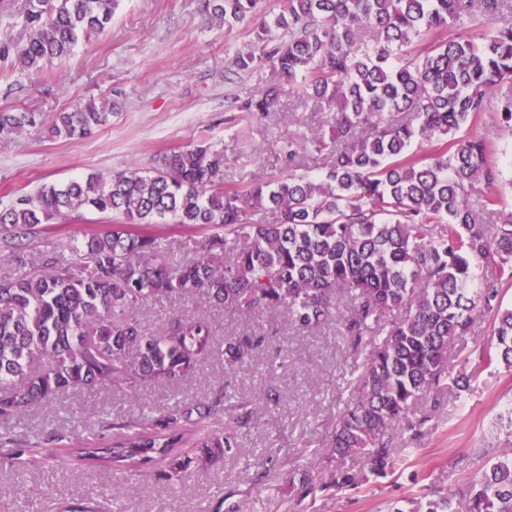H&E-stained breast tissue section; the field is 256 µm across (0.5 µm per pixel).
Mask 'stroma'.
<instances>
[{"instance_id":"1","label":"stroma","mask_w":512,"mask_h":512,"mask_svg":"<svg viewBox=\"0 0 512 512\" xmlns=\"http://www.w3.org/2000/svg\"><path fill=\"white\" fill-rule=\"evenodd\" d=\"M281 7V0H263L260 12L228 32L212 24L203 0H119L107 28L80 42L64 61L31 74L0 63V112L49 118L92 98L116 95L122 103L110 125L83 139L51 140L36 131L12 135L0 147V199L90 173L146 169L157 155L201 141L223 148L225 188L243 189L279 174L281 142L291 135L331 136L333 114L286 96L262 116L228 111L229 101L259 95L267 76L232 74L225 46L251 44L265 17ZM18 82L26 87L20 95L11 90ZM466 132L488 141L491 161L503 172L493 191L512 207V134L492 109ZM110 226L91 213L44 224L29 237L27 249L37 256L59 252L70 240ZM148 232L178 260L195 257L213 235L209 228L179 224H155ZM197 311L212 325L215 354L180 385L153 384L134 398L107 387L68 393L31 408L10 427L32 441L57 430L75 445L98 442L110 436L115 420L157 417L221 391L255 404L254 422L237 447L207 470L189 468L177 485L160 477L157 464L121 473L78 461L60 471L48 462L21 477L6 468L0 470V512H21L29 503L34 512H61L81 499L93 500L100 512H387L391 502L422 488L449 489L481 475L486 460L477 449L493 454L512 445V371L485 363L495 342L490 317L478 314L448 350L451 386L420 396L394 431V473L374 476L365 456H350L341 464L360 472L359 488L298 499L296 483L311 472L330 481L339 464L320 450L352 396L366 349L337 321L300 332L279 311L245 316L205 307L195 298L149 300L139 317L144 331L157 336L174 314ZM245 331L266 334L267 343L251 362L227 371L224 340ZM462 376L467 385L454 386ZM270 391L279 394L278 405L264 403ZM420 419L425 425L414 431Z\"/></svg>"}]
</instances>
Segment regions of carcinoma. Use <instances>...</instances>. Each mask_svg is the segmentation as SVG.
Wrapping results in <instances>:
<instances>
[{"label":"carcinoma","instance_id":"obj_1","mask_svg":"<svg viewBox=\"0 0 512 512\" xmlns=\"http://www.w3.org/2000/svg\"><path fill=\"white\" fill-rule=\"evenodd\" d=\"M281 12L261 25L255 41L238 48L231 65L265 72L272 83L239 110L270 111L287 95L324 103L335 112L336 143L290 137L281 146L288 173L244 190H221L224 151L214 144L165 152L148 169L106 178L78 177L43 184L0 202V243L17 275L0 281V420L51 403L70 391L111 386L135 397L156 381L176 384L214 355L212 326L198 314L169 319L159 336L146 334L137 310L152 298L199 297L248 315L284 311L301 329L336 317L343 296L346 335L370 342L352 398L339 411L325 448L344 459L366 454L370 471L385 476L396 460L391 432L419 395L448 380V348L476 312L495 318L494 360L512 370V308L497 283L512 281V212L488 196L487 224L467 202L468 191L492 186L499 171L486 142L461 131L487 111L491 92L512 83V0H282ZM260 0H207L208 13L228 31ZM117 0H27V39L0 38V60L38 73L69 56L86 36L112 21ZM454 29L452 37L438 33ZM427 42L425 51L414 46ZM119 100H89L49 122L36 112H0V135L31 129L51 139H79L112 121ZM512 132V96L497 102ZM402 113L400 120L394 114ZM434 141L427 155L417 142ZM325 155L326 172H300L298 155ZM263 211L272 216L255 222ZM84 212L125 220L85 242L91 268L81 271L60 254L36 257L25 240L41 224L67 222ZM151 224L213 228L203 252L176 261L157 238L137 231ZM495 277L476 287L483 264ZM399 308L408 315L381 324ZM266 341L263 335L224 341V368L234 370ZM234 413L233 425L214 427L195 441V458L175 452L192 428ZM247 400L226 405L220 393L177 406L161 417L112 424L102 446L63 447L49 432L30 445L0 433V462L22 474L43 463V448H63L55 461L77 460L112 470L165 464L181 481L192 463L204 467L253 422ZM358 475L336 469L330 486L300 482L307 497L332 487L353 489ZM408 512H512V448H502L481 476L454 490L410 499Z\"/></svg>","mask_w":512,"mask_h":512}]
</instances>
